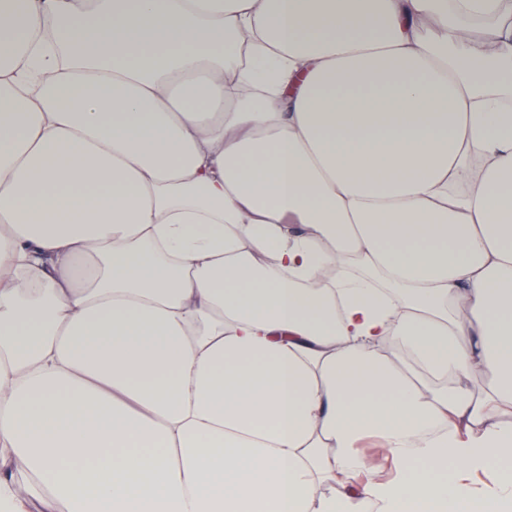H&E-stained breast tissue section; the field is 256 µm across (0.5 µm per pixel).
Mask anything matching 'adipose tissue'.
Wrapping results in <instances>:
<instances>
[{
    "label": "adipose tissue",
    "instance_id": "obj_1",
    "mask_svg": "<svg viewBox=\"0 0 512 512\" xmlns=\"http://www.w3.org/2000/svg\"><path fill=\"white\" fill-rule=\"evenodd\" d=\"M0 446V512H512L502 0H0Z\"/></svg>",
    "mask_w": 512,
    "mask_h": 512
}]
</instances>
